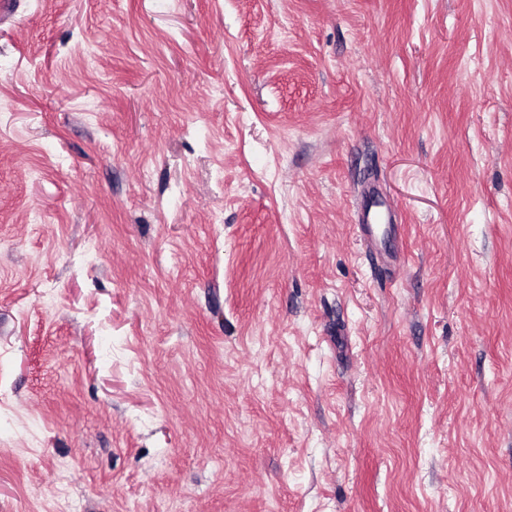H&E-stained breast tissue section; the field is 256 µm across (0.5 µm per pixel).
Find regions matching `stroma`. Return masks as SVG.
Returning <instances> with one entry per match:
<instances>
[{
    "mask_svg": "<svg viewBox=\"0 0 512 512\" xmlns=\"http://www.w3.org/2000/svg\"><path fill=\"white\" fill-rule=\"evenodd\" d=\"M60 481L75 512H512V0H15L0 512Z\"/></svg>",
    "mask_w": 512,
    "mask_h": 512,
    "instance_id": "obj_1",
    "label": "stroma"
}]
</instances>
